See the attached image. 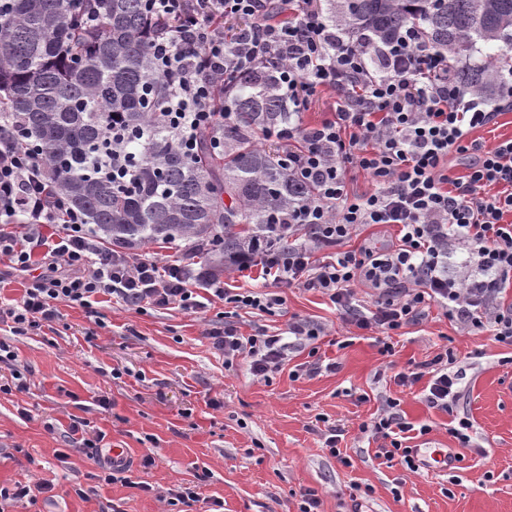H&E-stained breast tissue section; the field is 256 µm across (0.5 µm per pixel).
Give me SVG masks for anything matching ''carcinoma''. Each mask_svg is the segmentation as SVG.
Segmentation results:
<instances>
[{
	"label": "carcinoma",
	"mask_w": 512,
	"mask_h": 512,
	"mask_svg": "<svg viewBox=\"0 0 512 512\" xmlns=\"http://www.w3.org/2000/svg\"><path fill=\"white\" fill-rule=\"evenodd\" d=\"M0 16V105L22 118L23 138L39 145L56 191L85 215L112 247L155 243L205 251L208 276L254 249L288 244V212L313 194L256 145L252 133L288 123L284 99L253 81L228 90L231 119L197 134L185 155L157 112L169 80L153 77L149 40L161 29L146 0H96L102 31L77 15L91 0H11ZM330 21L371 43L386 44L416 24L427 43L456 53L512 43V0H335ZM502 69L457 72L464 92L492 88ZM121 120L120 136L138 160L122 179L104 178L97 160L108 147L104 113Z\"/></svg>",
	"instance_id": "cac0c4a2"
}]
</instances>
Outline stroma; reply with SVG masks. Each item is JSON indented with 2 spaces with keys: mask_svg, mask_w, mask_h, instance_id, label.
Segmentation results:
<instances>
[{
  "mask_svg": "<svg viewBox=\"0 0 512 512\" xmlns=\"http://www.w3.org/2000/svg\"><path fill=\"white\" fill-rule=\"evenodd\" d=\"M282 295L271 314L219 300L201 315L139 313L108 299L94 318L61 306L58 321L27 336L0 324L27 383L0 394V485L54 486L53 498L9 512H168V491L192 482L223 512H297L308 488L320 512H512V346L461 329L434 307L392 336L386 357L374 334L343 325L327 297L302 288ZM296 316L325 326L315 356L335 371L293 380L313 356L303 347L265 382L225 368L208 337L226 320L249 335L286 329ZM443 351L463 371L456 414L474 425L468 448L450 433L455 414L427 407L422 385L394 381L398 369ZM387 397L407 422L429 428L410 441L417 472L387 467L379 439L361 430ZM80 418L104 433V446L125 449V481L95 483L98 465L63 436ZM328 420L344 429L347 462L326 449ZM445 456L450 470L434 469ZM80 486L94 495L79 498Z\"/></svg>",
  "mask_w": 512,
  "mask_h": 512,
  "instance_id": "1",
  "label": "stroma"
}]
</instances>
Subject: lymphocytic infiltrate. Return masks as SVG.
Wrapping results in <instances>:
<instances>
[{
	"label": "lymphocytic infiltrate",
	"mask_w": 512,
	"mask_h": 512,
	"mask_svg": "<svg viewBox=\"0 0 512 512\" xmlns=\"http://www.w3.org/2000/svg\"><path fill=\"white\" fill-rule=\"evenodd\" d=\"M151 0L165 34L149 45L155 76L172 77L161 112L173 138L194 153L199 130L223 123L232 106L220 97L240 75L305 109L324 88L335 96L330 119L294 123L277 131L288 171L313 185L315 194L288 217L310 229L307 242L268 247L261 258L265 288L233 292L223 281H202L191 263L165 262L145 254L123 255L105 247L82 212L51 188L35 145L16 136L18 117L0 110V281L17 273L31 280L20 301L0 307V322L24 336L55 322L62 303L93 310L109 296L128 308H177L205 312L209 299L264 313L283 306L282 289L317 291L336 305L342 322L392 335L423 320L431 307L464 330H486L512 343V138L493 146L470 133L490 124L494 110L466 99L449 53L432 49L415 27L391 43L349 39L330 26L317 0ZM229 16L255 18L254 26L226 35ZM470 156L461 177L448 174V158ZM371 180V192L348 187V169ZM395 226L390 245L368 242L357 251L346 241L364 226ZM322 258H315L317 250ZM372 289L371 306L356 298ZM321 324L293 318L287 333L246 336L234 323L210 329L225 368L246 367L269 380L294 350L324 335ZM397 385L424 383L423 400L443 412L457 407L460 371L440 353L431 362L397 372ZM382 438L387 463L409 471L418 465L402 436L412 425L396 399L386 398L367 426Z\"/></svg>",
	"instance_id": "obj_1"
}]
</instances>
